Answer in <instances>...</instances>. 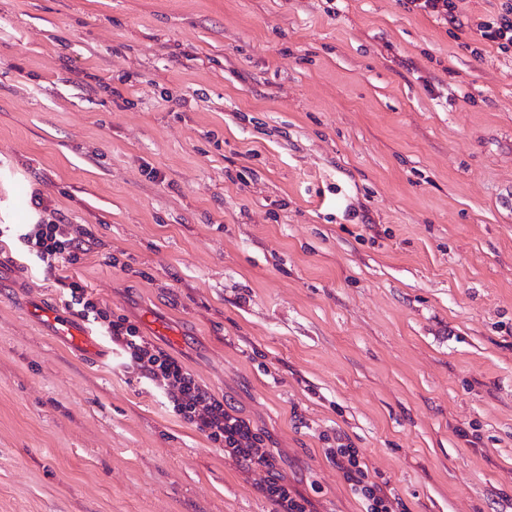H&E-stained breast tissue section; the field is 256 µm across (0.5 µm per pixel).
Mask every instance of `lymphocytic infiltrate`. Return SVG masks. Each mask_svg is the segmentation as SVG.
<instances>
[{
    "label": "lymphocytic infiltrate",
    "instance_id": "lymphocytic-infiltrate-1",
    "mask_svg": "<svg viewBox=\"0 0 512 512\" xmlns=\"http://www.w3.org/2000/svg\"><path fill=\"white\" fill-rule=\"evenodd\" d=\"M470 35L475 43L494 46L512 58V0H499L497 12L478 22ZM16 233L26 248L27 263L57 274L65 309L107 336L126 370L162 393L170 413L223 448L225 456L237 465L265 470L266 477L255 490L271 505L272 512H313L311 502L282 476L281 457L270 448L261 430L180 359L143 335L138 325L127 317L112 316L86 285L64 276V269L76 264L95 239L88 225L71 229L53 220H41L22 225ZM325 455L341 473L363 512H398L402 505L398 494L388 483L370 481L358 449L340 443L327 448Z\"/></svg>",
    "mask_w": 512,
    "mask_h": 512
}]
</instances>
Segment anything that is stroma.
<instances>
[{
	"instance_id": "stroma-1",
	"label": "stroma",
	"mask_w": 512,
	"mask_h": 512,
	"mask_svg": "<svg viewBox=\"0 0 512 512\" xmlns=\"http://www.w3.org/2000/svg\"><path fill=\"white\" fill-rule=\"evenodd\" d=\"M404 0H0V265L66 273L270 438L315 512L358 448L407 512H512V58ZM112 254L107 265L104 254ZM0 295V512H270L117 356ZM60 223V224H58ZM40 218L36 224L16 225L17 239L26 248L27 263L33 264L46 273L63 271L68 265L80 260L87 246L95 240L89 225L80 224L69 231V224Z\"/></svg>"
}]
</instances>
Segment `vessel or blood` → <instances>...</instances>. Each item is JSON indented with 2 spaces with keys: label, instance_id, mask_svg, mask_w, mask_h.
<instances>
[{
  "label": "vessel or blood",
  "instance_id": "1",
  "mask_svg": "<svg viewBox=\"0 0 512 512\" xmlns=\"http://www.w3.org/2000/svg\"><path fill=\"white\" fill-rule=\"evenodd\" d=\"M22 304L27 315L40 324L50 336L80 346L89 358H106V350L96 341L83 322L67 316L61 310L48 307L39 297L31 294L24 296Z\"/></svg>",
  "mask_w": 512,
  "mask_h": 512
}]
</instances>
